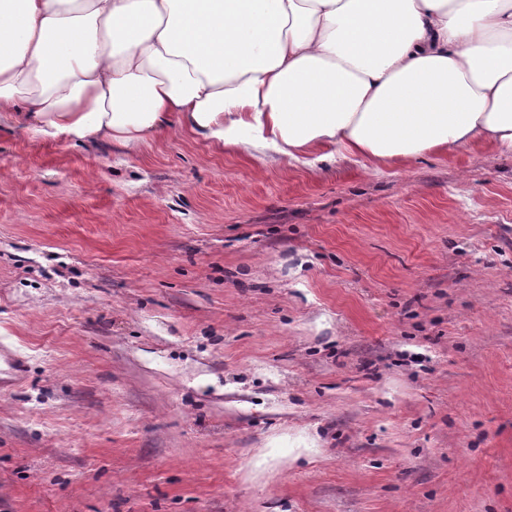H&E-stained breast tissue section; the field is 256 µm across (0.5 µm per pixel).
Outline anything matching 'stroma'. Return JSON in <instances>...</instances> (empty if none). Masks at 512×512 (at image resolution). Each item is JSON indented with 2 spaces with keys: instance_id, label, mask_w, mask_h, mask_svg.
<instances>
[{
  "instance_id": "stroma-1",
  "label": "stroma",
  "mask_w": 512,
  "mask_h": 512,
  "mask_svg": "<svg viewBox=\"0 0 512 512\" xmlns=\"http://www.w3.org/2000/svg\"><path fill=\"white\" fill-rule=\"evenodd\" d=\"M0 512H512V156L1 126Z\"/></svg>"
}]
</instances>
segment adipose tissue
Returning a JSON list of instances; mask_svg holds the SVG:
<instances>
[{"label": "adipose tissue", "mask_w": 512, "mask_h": 512, "mask_svg": "<svg viewBox=\"0 0 512 512\" xmlns=\"http://www.w3.org/2000/svg\"><path fill=\"white\" fill-rule=\"evenodd\" d=\"M294 161L512 155V0H0V120Z\"/></svg>", "instance_id": "adipose-tissue-1"}]
</instances>
